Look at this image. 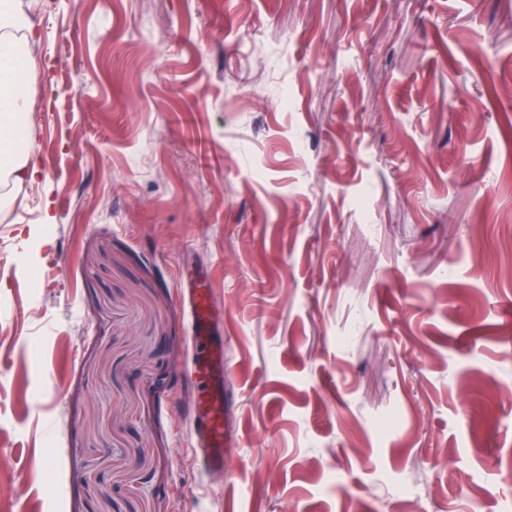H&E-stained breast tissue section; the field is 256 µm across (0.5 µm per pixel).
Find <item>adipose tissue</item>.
Masks as SVG:
<instances>
[{"label":"adipose tissue","mask_w":512,"mask_h":512,"mask_svg":"<svg viewBox=\"0 0 512 512\" xmlns=\"http://www.w3.org/2000/svg\"><path fill=\"white\" fill-rule=\"evenodd\" d=\"M40 25L23 0H0V205L15 204L24 185L41 176L28 120L35 103L29 78L38 66L30 46Z\"/></svg>","instance_id":"adipose-tissue-1"}]
</instances>
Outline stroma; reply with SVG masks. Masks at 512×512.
Masks as SVG:
<instances>
[{"label":"stroma","instance_id":"obj_1","mask_svg":"<svg viewBox=\"0 0 512 512\" xmlns=\"http://www.w3.org/2000/svg\"><path fill=\"white\" fill-rule=\"evenodd\" d=\"M33 6L0 512H512V0ZM190 270L228 346L218 478ZM180 299L185 309L191 350L187 380L193 389V453L201 473L222 472L233 450L225 425L228 401L224 389L227 373L224 336L215 325L211 292L202 285L198 275L185 280L180 288Z\"/></svg>","mask_w":512,"mask_h":512}]
</instances>
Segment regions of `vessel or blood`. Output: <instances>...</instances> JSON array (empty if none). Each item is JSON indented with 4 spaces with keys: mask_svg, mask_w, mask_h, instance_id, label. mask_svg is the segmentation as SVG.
Returning <instances> with one entry per match:
<instances>
[{
    "mask_svg": "<svg viewBox=\"0 0 512 512\" xmlns=\"http://www.w3.org/2000/svg\"><path fill=\"white\" fill-rule=\"evenodd\" d=\"M180 299L191 350L187 380L192 388L193 453L201 473L220 472L232 453L225 425L228 401L224 389V337L215 325L211 292L199 276L185 280Z\"/></svg>",
    "mask_w": 512,
    "mask_h": 512,
    "instance_id": "1",
    "label": "vessel or blood"
}]
</instances>
